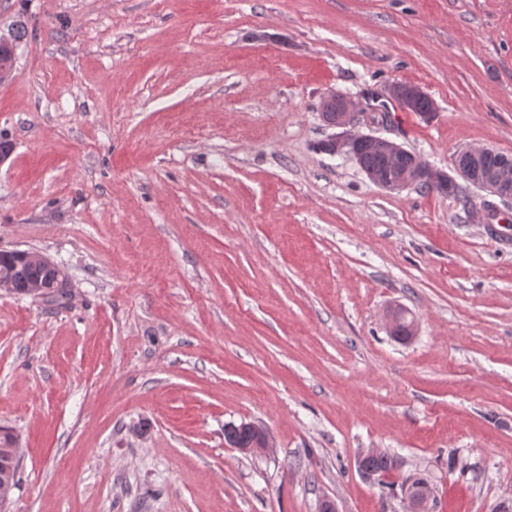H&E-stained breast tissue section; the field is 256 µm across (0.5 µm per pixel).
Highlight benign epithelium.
<instances>
[{"mask_svg":"<svg viewBox=\"0 0 512 512\" xmlns=\"http://www.w3.org/2000/svg\"><path fill=\"white\" fill-rule=\"evenodd\" d=\"M425 96L426 92L423 88L412 84L403 85L398 82L387 85L381 93V97L398 102L409 112L412 111L414 102ZM370 100H372L370 96L359 100L334 92L323 96L320 103V114L323 122L329 127L342 129L339 135L328 140V152L332 154L341 153L354 160L356 159V148L359 141L369 139L374 141L385 155L393 161L407 153L402 145L389 138L373 133H362L357 130L363 117L366 118L368 124L373 126L379 124L385 118L383 114L372 112V107L369 106ZM366 176L375 185L389 190H400L421 184H426L432 189L442 188L456 183L457 179L461 177L465 179L468 185L498 198L500 203L512 204V163H506L492 173H483L476 170L470 171L466 175L459 173L453 176L443 169L420 160L405 168L394 166L382 173L368 172ZM31 256L35 257L43 266L54 271L56 276L53 282H42L40 280L34 282L31 289L34 297H44L57 290L70 292L68 279L57 265L37 251L32 252ZM403 501L406 504L407 512H430L432 495L426 492L423 497L418 498L411 495V490L407 488Z\"/></svg>","mask_w":512,"mask_h":512,"instance_id":"benign-epithelium-1","label":"benign epithelium"}]
</instances>
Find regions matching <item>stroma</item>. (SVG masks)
Masks as SVG:
<instances>
[{
	"mask_svg": "<svg viewBox=\"0 0 512 512\" xmlns=\"http://www.w3.org/2000/svg\"><path fill=\"white\" fill-rule=\"evenodd\" d=\"M14 25L0 250L71 294L0 295L10 512H405L412 476L433 512L512 504V210L319 148L326 92L402 82L437 110L377 134L448 172L512 154V0H0ZM254 429L256 430L257 435L254 433L253 428L249 423H243L238 426L233 425L225 430L224 436L229 443L234 444L235 448L239 449L253 448L252 443L256 436V447L259 449V451H265L266 448H269L268 436L263 430H260L256 427H254ZM398 459L387 453L379 452L375 455L364 457L360 464L362 469L370 474V477L380 475L398 468Z\"/></svg>",
	"mask_w": 512,
	"mask_h": 512,
	"instance_id": "1",
	"label": "stroma"
}]
</instances>
